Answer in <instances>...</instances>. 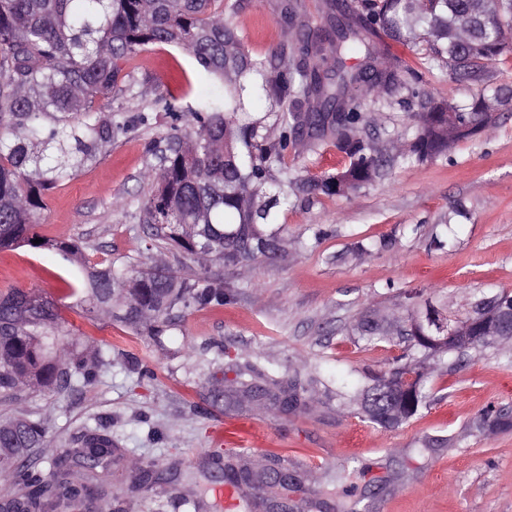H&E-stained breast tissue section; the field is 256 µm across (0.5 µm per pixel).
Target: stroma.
<instances>
[{
    "mask_svg": "<svg viewBox=\"0 0 512 512\" xmlns=\"http://www.w3.org/2000/svg\"><path fill=\"white\" fill-rule=\"evenodd\" d=\"M225 17L252 55L276 52L282 41L275 0H244ZM400 69L414 72L424 98L463 109L478 89L512 90V53L499 57L484 87L455 82L423 52L390 45ZM133 104L158 95L204 94L193 61L179 49L151 45L129 64ZM421 99L408 91L367 98L360 135L381 146L398 137L403 149L416 135ZM165 113L104 149L46 200L39 234L82 245L89 264L127 274L149 267L148 228L138 207L156 165L153 146L170 132ZM329 139L288 156L289 176L317 178L347 165ZM287 258L251 267L213 263L200 270L188 256L166 253L187 278L223 282L221 306L194 308L178 318L170 339L136 336L119 320L89 323L78 296L83 266L58 253L28 246L0 251V290L21 288L56 300L63 320L56 334L67 342L92 336L111 360L95 382L72 379L67 390L24 392L0 413L47 418L57 448H78L100 423L124 456L114 468L107 499L111 512H226L214 491L223 465L288 470L299 481L256 494L237 491V512H274L286 501L295 512H512V429L489 432L481 415L512 410V356L496 349L434 365L432 404L411 423L384 430L361 419L351 399L320 394L309 411L286 413L267 400L238 396L234 365L258 358L281 379L319 375L362 380L392 366L397 346H364L360 317L378 312L404 318L407 291L449 313L512 293V104L500 107L495 126L457 142L446 156L419 162L387 156L381 176L344 196L292 199L279 215ZM456 234L451 246L432 247L438 224ZM390 240L386 250L359 255L358 243ZM226 392L214 401L212 391ZM151 468L157 485L130 491L131 463Z\"/></svg>",
    "mask_w": 512,
    "mask_h": 512,
    "instance_id": "obj_1",
    "label": "stroma"
}]
</instances>
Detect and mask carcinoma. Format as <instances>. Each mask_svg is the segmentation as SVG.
<instances>
[{"label":"carcinoma","instance_id":"1","mask_svg":"<svg viewBox=\"0 0 512 512\" xmlns=\"http://www.w3.org/2000/svg\"><path fill=\"white\" fill-rule=\"evenodd\" d=\"M467 0H361L351 21L333 15L318 20L295 0L281 4L283 41L268 58L247 50L224 20V0H0V250L20 244L52 248L79 260L74 243L43 239L45 197L74 178L119 137L148 121L140 108H104L132 83L128 61L150 45L181 49L214 92L183 103L157 97L151 108L176 124L159 150L161 161L145 178L151 187L140 205L159 252L177 249L204 267L213 261L249 266L285 253L280 208L291 197L343 195L379 175L370 142L358 134L362 101L372 93L411 88L409 72L380 55L375 38L404 47L423 45L450 78L480 85L495 61L512 52V0L493 19L475 18L468 29L459 17ZM360 60L347 66L346 60ZM263 97L268 109L257 112ZM478 90L467 111L426 102L410 155L419 161L446 155L451 145L491 126ZM334 137L349 158L342 170L319 179L288 176V152L308 150ZM80 295L85 317L116 318L133 332L160 336L176 311L224 304L221 284L185 278L163 257L127 276L107 266L85 273ZM61 306L20 288L0 291V402L20 393L61 391L76 374L88 384L106 365L103 352L75 339L59 344L55 328ZM436 323H418L403 333L402 353L389 371L354 387L358 398L384 385L409 394L415 406L390 419L364 412L374 426L409 423L429 406L426 361L451 354L420 339L439 336ZM367 346L388 342L384 322L362 319L356 327ZM241 373L263 379L264 398L290 411L315 402L310 385L283 386L275 372L246 361ZM53 460L50 478L34 471L33 450ZM112 436L91 432L82 447L63 452L49 445L45 420L16 412L0 418V471H9L22 495L3 500L0 512H49L78 499L97 500L109 477Z\"/></svg>","mask_w":512,"mask_h":512}]
</instances>
